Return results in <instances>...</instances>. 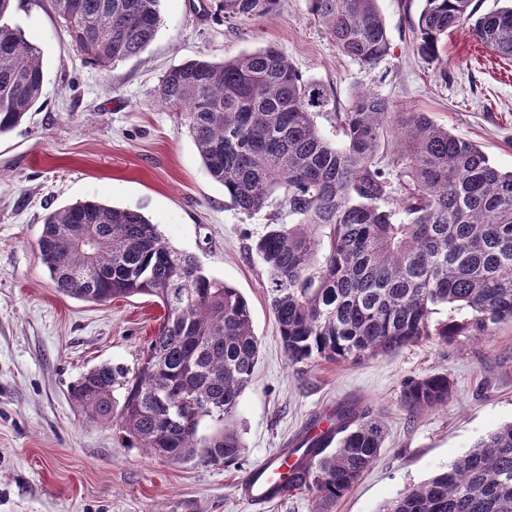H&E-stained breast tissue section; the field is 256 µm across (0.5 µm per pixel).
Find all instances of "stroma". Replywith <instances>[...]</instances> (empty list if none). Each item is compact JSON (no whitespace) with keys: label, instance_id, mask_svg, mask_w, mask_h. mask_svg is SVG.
Here are the masks:
<instances>
[{"label":"stroma","instance_id":"1","mask_svg":"<svg viewBox=\"0 0 512 512\" xmlns=\"http://www.w3.org/2000/svg\"><path fill=\"white\" fill-rule=\"evenodd\" d=\"M218 0H162L155 39L107 68L86 63L51 0H14L10 21L38 47L43 94L22 126L0 135V512H381L512 421V323L493 335L422 341L358 362L290 363L270 307L267 272L252 246L278 204L253 215L231 207L175 112L151 91L172 66L221 62L266 46L324 84L347 111L372 88L395 112H423L512 170V59L484 49L468 28L418 51L423 0H378L391 50L368 71L343 56L306 0H282L256 21L225 20ZM97 201L143 212L169 243L246 298L261 341L229 466L173 465L125 447L117 428L88 419L71 384L102 363L136 369L162 309L145 295L104 305L64 296L42 263L44 215ZM446 374L445 406L409 414L405 380ZM356 402L386 439L376 462L341 497L295 493L257 506L239 497L246 472L314 415Z\"/></svg>","mask_w":512,"mask_h":512}]
</instances>
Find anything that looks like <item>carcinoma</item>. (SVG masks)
Listing matches in <instances>:
<instances>
[{
	"label": "carcinoma",
	"instance_id": "carcinoma-1",
	"mask_svg": "<svg viewBox=\"0 0 512 512\" xmlns=\"http://www.w3.org/2000/svg\"><path fill=\"white\" fill-rule=\"evenodd\" d=\"M12 2L0 0V135L22 125L44 83L39 49L8 21ZM52 2L84 60L103 68L143 53L161 21V0ZM307 2L343 55L366 69L389 55L377 0ZM279 5L219 2L232 21ZM461 25L512 58V0L480 16L472 0H424L420 54L438 58L439 39ZM153 94L180 116L234 209L252 215L278 198L294 219L267 225L254 243L289 362L358 361L432 336H488L512 322V171L468 139L423 112H392L379 93L361 89L348 111L334 113L342 141L332 144L317 123L327 89L273 46L175 65ZM394 128L401 147L383 165L379 150ZM82 237L89 248L76 247ZM37 246L61 294L95 304L147 295L164 310L136 371L105 363L72 385L86 416L155 459L236 462L237 409L260 351L245 297L130 208L79 201L52 210ZM440 305L468 317L434 324ZM451 392L448 376L434 374L404 382L402 401L417 414L447 404ZM327 419L323 434H310L311 420L291 441L298 463L284 494L339 498L377 460L385 439L378 418L341 403ZM381 512H512V422Z\"/></svg>",
	"mask_w": 512,
	"mask_h": 512
}]
</instances>
